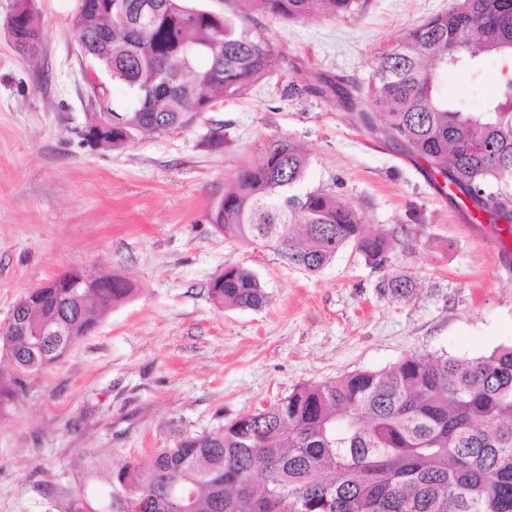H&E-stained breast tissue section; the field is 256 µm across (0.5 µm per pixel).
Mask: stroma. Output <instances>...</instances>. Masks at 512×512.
<instances>
[{"mask_svg":"<svg viewBox=\"0 0 512 512\" xmlns=\"http://www.w3.org/2000/svg\"><path fill=\"white\" fill-rule=\"evenodd\" d=\"M450 4L366 0L339 19L262 18L274 50L265 77L190 127L121 149L86 137L77 0H34L36 55L0 27V324L28 289L69 270L134 287L60 361L25 375L0 413V512H65L80 485L106 490L121 463L147 464L304 383L414 352L473 358L512 345V253L492 226L472 227L414 162L309 90L320 76L368 83L378 55ZM498 70L488 57L478 73L447 71L439 91L480 111ZM280 140L304 149L309 183L359 211L367 232L409 227L387 269L414 278L412 297L381 294L380 272L348 247L309 274L216 232L212 203ZM228 266L258 276L262 308L212 303L208 284Z\"/></svg>","mask_w":512,"mask_h":512,"instance_id":"stroma-1","label":"stroma"}]
</instances>
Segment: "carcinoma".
I'll return each instance as SVG.
<instances>
[{"instance_id":"cac0c4a2","label":"carcinoma","mask_w":512,"mask_h":512,"mask_svg":"<svg viewBox=\"0 0 512 512\" xmlns=\"http://www.w3.org/2000/svg\"><path fill=\"white\" fill-rule=\"evenodd\" d=\"M83 0L72 16L81 48L112 83L127 87L122 103L103 90L92 132L112 121L120 148L139 133L190 126L212 102L245 93L270 67L273 48L252 10L284 22L339 18L363 0H234L223 17L187 0ZM20 50L36 52L40 33L32 0H13ZM512 0H455L448 11L410 31L376 58L367 86L318 78L311 91L330 97L348 120L423 162L430 182L501 234L512 214L487 206L512 197ZM507 67L496 93L464 112L437 92L443 70L471 72L481 57ZM309 159L287 141L243 167L209 210L215 230L269 248L305 272L324 269L350 247L382 269L394 234L363 232V216L335 193L307 184ZM98 286L56 284L15 308L35 331L66 319L68 336H1L13 365L0 369V408L22 390L21 375L57 362L92 333L106 311L126 301L131 282L104 275ZM382 288L407 297L413 282L386 274ZM208 295L220 307L256 309L267 301L258 277L230 266ZM111 489L83 491L67 512H512V346L457 358L413 353L384 371L360 370L305 383L224 428L187 434L155 451L148 467L125 462Z\"/></svg>"}]
</instances>
